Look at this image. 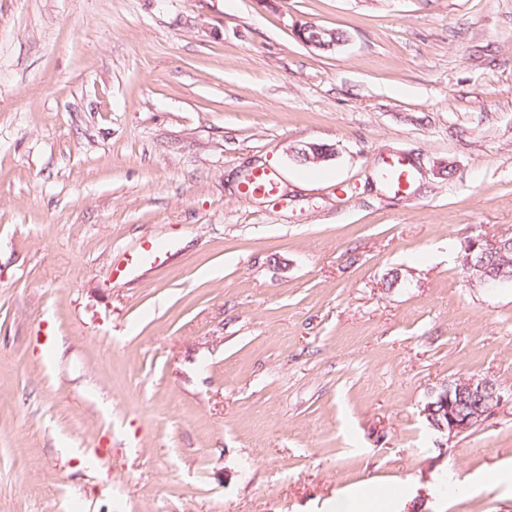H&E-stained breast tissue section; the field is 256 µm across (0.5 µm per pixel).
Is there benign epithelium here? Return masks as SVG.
<instances>
[{"instance_id": "7a95c632", "label": "benign epithelium", "mask_w": 512, "mask_h": 512, "mask_svg": "<svg viewBox=\"0 0 512 512\" xmlns=\"http://www.w3.org/2000/svg\"><path fill=\"white\" fill-rule=\"evenodd\" d=\"M298 38L308 47L318 51H332L339 45L336 31L325 27L305 23L297 30ZM512 246V234L497 237L478 235L465 242L467 257L464 269L469 284L491 291L497 282L487 279V259L502 253V248ZM512 399V393L505 395L501 389L487 378L471 376L448 386L435 395L437 402L429 401L422 409V415L429 426L441 437L451 441L486 422L501 405L505 398ZM448 404L447 421L438 419L435 412L437 403Z\"/></svg>"}]
</instances>
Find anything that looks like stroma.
Returning a JSON list of instances; mask_svg holds the SVG:
<instances>
[{
  "label": "stroma",
  "instance_id": "35a3bbf8",
  "mask_svg": "<svg viewBox=\"0 0 512 512\" xmlns=\"http://www.w3.org/2000/svg\"><path fill=\"white\" fill-rule=\"evenodd\" d=\"M511 232L512 0H0V512H512V405L421 414L512 390ZM311 27H313L317 34L307 37L306 34L311 32ZM297 36L306 46L318 51H332L343 41H336V36L338 39H341V35L335 30L312 23L301 25L297 30ZM383 175L391 189L404 193L411 182L412 168L404 156L396 155L386 162ZM278 177L269 169H258L244 184V194L249 197H273L279 189ZM504 246L510 247L503 256H498ZM464 250L468 254L464 261V269L469 284L475 286L478 283L481 288L489 291L497 288L496 280L487 279V268L489 275L498 278L500 286L512 283V234L491 238L483 235L474 236L465 242ZM492 255L496 256L490 258ZM166 252V248L160 241L156 239L147 240L129 254L126 263L118 266L113 274L116 278L126 277L136 268L140 267L146 257L153 258V264H156L163 258ZM455 391L458 403L452 400ZM434 399L438 402L445 400L448 409L444 406L437 407V404L432 402ZM504 401L503 392L492 380L471 376L452 383L433 396L422 409V415L429 429L451 441L486 422ZM435 408L439 414L435 412ZM438 415L441 420L438 419ZM446 419L447 422L444 423L442 420Z\"/></svg>",
  "mask_w": 512,
  "mask_h": 512
}]
</instances>
